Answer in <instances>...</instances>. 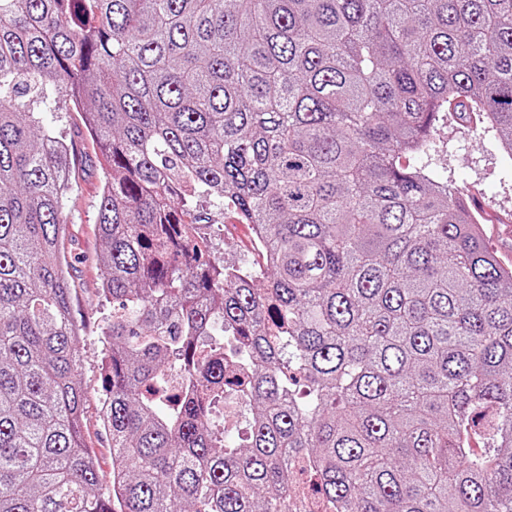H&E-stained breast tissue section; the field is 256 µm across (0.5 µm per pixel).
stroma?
I'll list each match as a JSON object with an SVG mask.
<instances>
[{
  "label": "stroma",
  "instance_id": "35a3bbf8",
  "mask_svg": "<svg viewBox=\"0 0 512 512\" xmlns=\"http://www.w3.org/2000/svg\"><path fill=\"white\" fill-rule=\"evenodd\" d=\"M40 121L48 130L61 132L75 148L76 176L67 196L70 223L66 257L73 288L72 314L81 327L79 346L85 362L82 385L86 393L84 443L99 473L112 466V443L98 411L103 398L100 359L107 347L105 328L112 316L111 303L100 290L96 255L100 247L98 205L103 173L95 141L87 134L83 118L69 98L40 109ZM432 163L448 173V181L463 199H475V211L483 216V238L500 262L512 266V169L490 145V137L478 120L449 118L433 136ZM189 219L204 228L215 257L229 262L260 255L247 226L236 224L232 211H220L208 202L191 208Z\"/></svg>",
  "mask_w": 512,
  "mask_h": 512
}]
</instances>
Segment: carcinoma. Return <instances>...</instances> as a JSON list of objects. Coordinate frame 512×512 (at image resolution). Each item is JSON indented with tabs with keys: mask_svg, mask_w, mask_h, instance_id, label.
<instances>
[{
	"mask_svg": "<svg viewBox=\"0 0 512 512\" xmlns=\"http://www.w3.org/2000/svg\"><path fill=\"white\" fill-rule=\"evenodd\" d=\"M59 96L102 156L110 495ZM450 106L512 141V0H0V512H512V269L422 162ZM199 197L261 271L195 241Z\"/></svg>",
	"mask_w": 512,
	"mask_h": 512,
	"instance_id": "carcinoma-1",
	"label": "carcinoma"
}]
</instances>
